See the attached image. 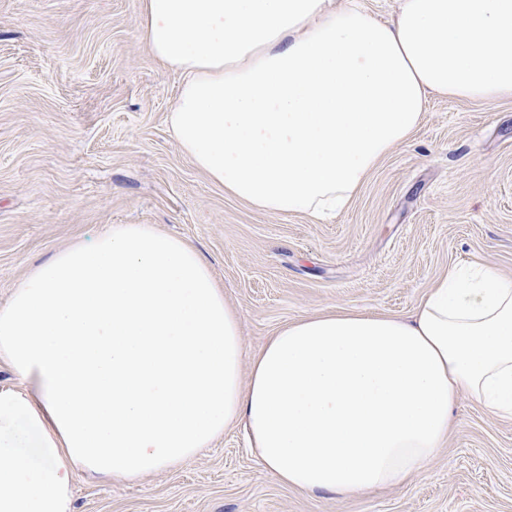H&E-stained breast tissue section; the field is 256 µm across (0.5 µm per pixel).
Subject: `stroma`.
Returning <instances> with one entry per match:
<instances>
[{"mask_svg":"<svg viewBox=\"0 0 512 512\" xmlns=\"http://www.w3.org/2000/svg\"><path fill=\"white\" fill-rule=\"evenodd\" d=\"M179 88L144 41L142 0H0V305L113 224L196 246L251 354L306 315H411L455 266L512 277V101L429 97L408 141L319 219L211 182L172 136ZM73 498L76 512H512V417L461 399L424 472L351 497L279 484L235 429L134 482L78 473Z\"/></svg>","mask_w":512,"mask_h":512,"instance_id":"obj_1","label":"stroma"}]
</instances>
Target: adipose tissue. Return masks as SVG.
Segmentation results:
<instances>
[{
  "label": "adipose tissue",
  "instance_id": "1",
  "mask_svg": "<svg viewBox=\"0 0 512 512\" xmlns=\"http://www.w3.org/2000/svg\"><path fill=\"white\" fill-rule=\"evenodd\" d=\"M178 73L180 150L273 213L346 207L428 96L512 100V0H143ZM0 512H73L82 470L137 479L240 426L279 483L342 496L422 473L461 398L512 416V279L450 269L411 317H301L246 355L200 252L114 224L33 268L0 306Z\"/></svg>",
  "mask_w": 512,
  "mask_h": 512
}]
</instances>
